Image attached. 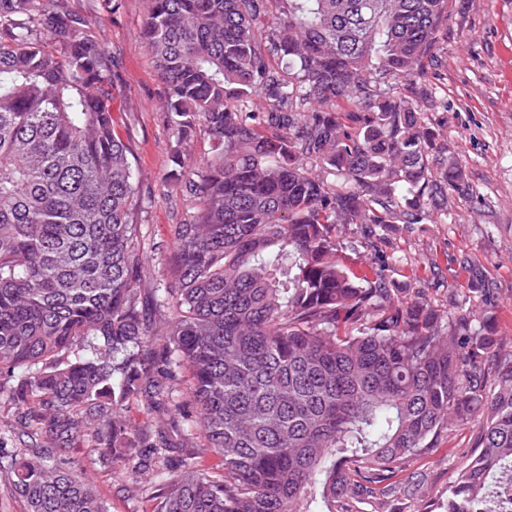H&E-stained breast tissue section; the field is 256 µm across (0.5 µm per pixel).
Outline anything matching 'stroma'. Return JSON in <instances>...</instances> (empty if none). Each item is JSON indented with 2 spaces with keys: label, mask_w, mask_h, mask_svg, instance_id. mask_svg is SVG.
Wrapping results in <instances>:
<instances>
[{
  "label": "stroma",
  "mask_w": 512,
  "mask_h": 512,
  "mask_svg": "<svg viewBox=\"0 0 512 512\" xmlns=\"http://www.w3.org/2000/svg\"><path fill=\"white\" fill-rule=\"evenodd\" d=\"M66 6L87 19V31L104 48L111 68L115 129L130 142L141 179L138 221L147 259L140 286L147 292L167 275L171 225L188 216L181 192L166 180L172 167L166 90L140 35L147 0H66ZM445 70L437 94L448 102V142L471 192L449 195L447 223L391 233L396 276L426 289L444 310L449 289L467 282L466 263L480 267L495 300L488 307L474 297L469 304L478 315L492 317L511 347L512 0H452ZM475 434L473 425L458 426L408 463L407 472L427 479L414 512H433L446 499L448 481L470 455ZM65 465L90 476L109 512H152L148 491L132 485L119 469L94 460L86 444H73Z\"/></svg>",
  "instance_id": "stroma-1"
}]
</instances>
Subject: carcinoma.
I'll return each instance as SVG.
<instances>
[{
	"label": "carcinoma",
	"instance_id": "obj_1",
	"mask_svg": "<svg viewBox=\"0 0 512 512\" xmlns=\"http://www.w3.org/2000/svg\"><path fill=\"white\" fill-rule=\"evenodd\" d=\"M450 0H148L174 181L165 282L139 283L140 185L113 129L104 49L64 0H0V378L47 448L0 447L26 512H107L49 463L76 441L153 489L154 512H396L406 463L474 423L443 512H501L512 489V349L495 323L390 275L394 224L448 223L466 194L436 96ZM204 129L211 157L184 145ZM372 246L365 272L341 228ZM466 289L488 297L476 272ZM150 305L159 316L146 318ZM157 356L148 376L141 359ZM196 420L132 428L136 400ZM180 441L201 438L223 473Z\"/></svg>",
	"mask_w": 512,
	"mask_h": 512
}]
</instances>
